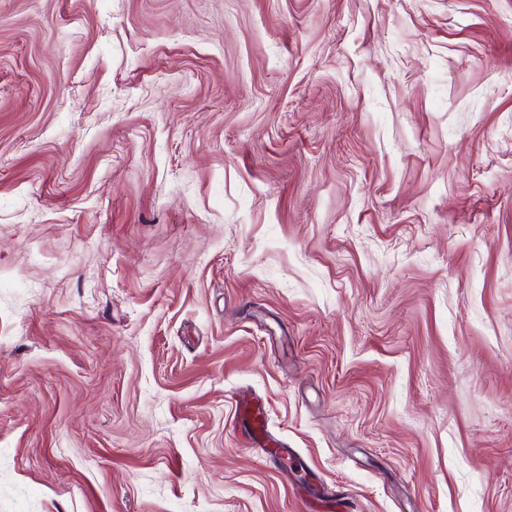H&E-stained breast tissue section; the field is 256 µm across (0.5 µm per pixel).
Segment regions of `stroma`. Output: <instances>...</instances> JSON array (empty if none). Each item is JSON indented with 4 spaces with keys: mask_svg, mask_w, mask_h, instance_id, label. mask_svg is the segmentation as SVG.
Returning <instances> with one entry per match:
<instances>
[{
    "mask_svg": "<svg viewBox=\"0 0 512 512\" xmlns=\"http://www.w3.org/2000/svg\"><path fill=\"white\" fill-rule=\"evenodd\" d=\"M0 512H512V0H0ZM239 411L241 423L249 439L253 442H258L266 431V421L263 412L259 407L255 408L248 402H243Z\"/></svg>",
    "mask_w": 512,
    "mask_h": 512,
    "instance_id": "35a3bbf8",
    "label": "stroma"
}]
</instances>
